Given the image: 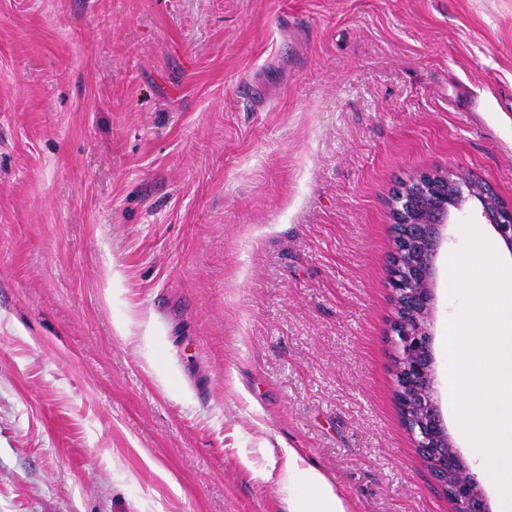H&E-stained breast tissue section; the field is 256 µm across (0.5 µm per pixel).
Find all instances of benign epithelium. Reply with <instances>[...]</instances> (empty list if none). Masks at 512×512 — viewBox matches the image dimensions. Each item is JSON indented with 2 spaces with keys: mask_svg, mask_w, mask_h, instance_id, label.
Here are the masks:
<instances>
[{
  "mask_svg": "<svg viewBox=\"0 0 512 512\" xmlns=\"http://www.w3.org/2000/svg\"><path fill=\"white\" fill-rule=\"evenodd\" d=\"M471 200L479 203L482 216L512 252V208L502 205L483 180L425 172L402 182L393 194L391 272L399 312L390 329L395 390L403 400V422L414 448L452 512H490L480 480L470 472L440 413L431 330L444 231Z\"/></svg>",
  "mask_w": 512,
  "mask_h": 512,
  "instance_id": "7a95c632",
  "label": "benign epithelium"
}]
</instances>
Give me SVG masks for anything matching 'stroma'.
<instances>
[{"mask_svg":"<svg viewBox=\"0 0 512 512\" xmlns=\"http://www.w3.org/2000/svg\"><path fill=\"white\" fill-rule=\"evenodd\" d=\"M448 170L512 208V0H0V512H288V448L451 512L389 341L393 191Z\"/></svg>","mask_w":512,"mask_h":512,"instance_id":"obj_1","label":"stroma"}]
</instances>
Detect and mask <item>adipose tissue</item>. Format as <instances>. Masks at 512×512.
<instances>
[{"instance_id": "1", "label": "adipose tissue", "mask_w": 512, "mask_h": 512, "mask_svg": "<svg viewBox=\"0 0 512 512\" xmlns=\"http://www.w3.org/2000/svg\"><path fill=\"white\" fill-rule=\"evenodd\" d=\"M286 455L289 481L307 491L306 497L292 502L289 512H348L343 495L318 468L305 463L294 450Z\"/></svg>"}]
</instances>
